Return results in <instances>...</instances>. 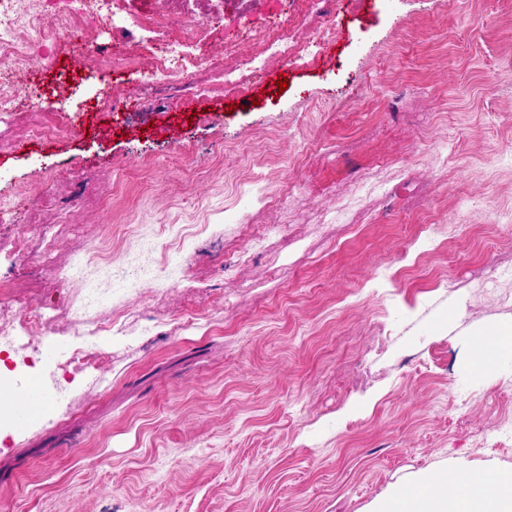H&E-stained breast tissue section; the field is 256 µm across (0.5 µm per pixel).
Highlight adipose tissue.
<instances>
[{
  "mask_svg": "<svg viewBox=\"0 0 512 512\" xmlns=\"http://www.w3.org/2000/svg\"><path fill=\"white\" fill-rule=\"evenodd\" d=\"M374 512H512V474L490 479L458 467L439 470L378 502Z\"/></svg>",
  "mask_w": 512,
  "mask_h": 512,
  "instance_id": "ef3b65f1",
  "label": "adipose tissue"
}]
</instances>
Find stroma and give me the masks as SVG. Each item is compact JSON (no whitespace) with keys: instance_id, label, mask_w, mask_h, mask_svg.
<instances>
[{"instance_id":"1","label":"stroma","mask_w":512,"mask_h":512,"mask_svg":"<svg viewBox=\"0 0 512 512\" xmlns=\"http://www.w3.org/2000/svg\"><path fill=\"white\" fill-rule=\"evenodd\" d=\"M291 8L224 18L187 52L251 55L250 28ZM335 22L317 65L272 64L237 102L142 89L151 33L90 15L52 63L16 66L0 197L34 239L67 219L56 262L83 270L42 293L4 248L0 278L63 309L95 289L91 318L125 331L63 371L68 318L32 350L0 313L5 358L55 393L48 417L0 431V512H372L440 466L512 472V443L482 445L512 422V356L468 346L512 323V0H341ZM33 86L75 132L28 138L54 120ZM290 181L287 203H261Z\"/></svg>"}]
</instances>
